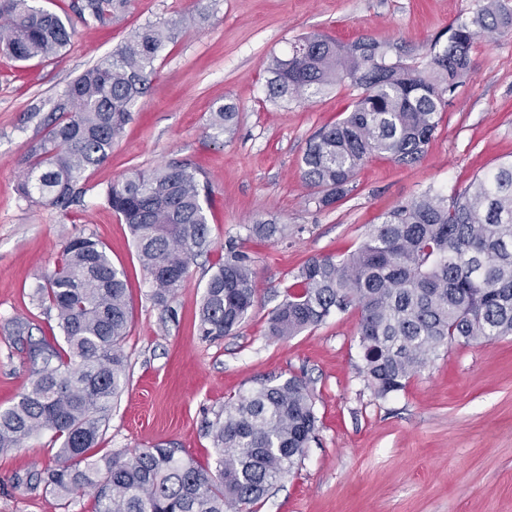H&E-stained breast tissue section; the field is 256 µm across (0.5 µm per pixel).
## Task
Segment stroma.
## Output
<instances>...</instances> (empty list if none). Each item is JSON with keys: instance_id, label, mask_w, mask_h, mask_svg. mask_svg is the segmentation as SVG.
I'll use <instances>...</instances> for the list:
<instances>
[{"instance_id": "1", "label": "stroma", "mask_w": 512, "mask_h": 512, "mask_svg": "<svg viewBox=\"0 0 512 512\" xmlns=\"http://www.w3.org/2000/svg\"><path fill=\"white\" fill-rule=\"evenodd\" d=\"M80 2L41 0L75 28L60 55L19 62L0 53V409L34 377L26 347L12 333L15 320L29 322L33 339L52 337L55 316L32 295L67 241L92 233L125 270L132 307L122 343L128 382L96 457L165 444L214 466L206 428L230 398L261 380L297 374L315 397L319 433L298 471L258 512H512V336L440 350L404 390L379 399L359 372L356 308L289 338L267 334L271 311L307 259L354 250L397 205L431 188L454 196L512 158V31L477 40L471 69L449 95L419 161L370 159L346 199L326 209L301 177V158L315 131L350 110L355 91L344 84L307 100L272 102L271 57L319 34L345 44L393 43L423 68L455 22L483 0H204L198 15L192 0H129L103 24L81 19ZM177 18L184 21L177 41L158 60L123 138L89 174L79 201L61 210L22 200L17 184L29 148L45 138L68 83L131 32ZM218 102L238 107L232 133L209 127ZM168 163L191 164L205 177L211 243L162 307L127 225L100 192L133 171ZM259 221L282 225V237H251ZM231 240L249 256L258 293L237 333L212 339L201 335L197 314ZM55 453L45 434L0 454V512H95L91 496L61 500L38 483Z\"/></svg>"}]
</instances>
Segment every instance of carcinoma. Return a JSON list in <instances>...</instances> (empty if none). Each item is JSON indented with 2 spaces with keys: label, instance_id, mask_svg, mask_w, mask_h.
<instances>
[{
  "label": "carcinoma",
  "instance_id": "1",
  "mask_svg": "<svg viewBox=\"0 0 512 512\" xmlns=\"http://www.w3.org/2000/svg\"><path fill=\"white\" fill-rule=\"evenodd\" d=\"M128 0H82L81 15L104 23ZM179 22H158L75 78L57 105L47 136L30 149L17 185L31 203L66 209L87 173L103 163L124 135L132 108L148 90L156 62L174 42ZM512 30L505 0L481 8L451 30L448 43L421 69L374 41L341 44L312 35L298 40L267 71L272 101L311 97L344 82L358 90L339 122L306 144L302 175L329 208L352 191L357 171L372 157L409 165L420 159L448 106V94L470 69L479 36ZM75 29L68 18L35 0H0V52L18 61L56 56ZM233 103L212 108L210 128L232 129ZM128 225L153 299L165 305L183 287L192 258L210 244L199 172L183 164L136 171L104 192ZM267 241L277 224H254ZM35 294L55 311L61 340L28 343L38 365L17 402L0 410V453L51 435L58 458L39 481L59 498L94 495L95 512H257L281 480L297 469L316 439L318 416L303 376L266 379L224 408L208 426L214 468L156 445L101 462L96 447L108 411L127 384L121 343L132 323L123 269L92 234L71 238ZM255 273L248 256L228 243L210 275L199 310L202 335L232 334L253 308ZM360 313L362 374L385 399L401 391L451 344L482 345L512 336V160L476 177L448 200L427 191L398 206L348 254L309 258L271 312L268 332L296 336L333 313Z\"/></svg>",
  "mask_w": 512,
  "mask_h": 512
}]
</instances>
